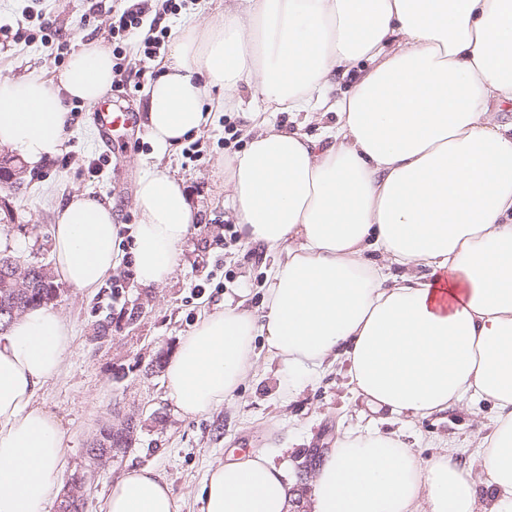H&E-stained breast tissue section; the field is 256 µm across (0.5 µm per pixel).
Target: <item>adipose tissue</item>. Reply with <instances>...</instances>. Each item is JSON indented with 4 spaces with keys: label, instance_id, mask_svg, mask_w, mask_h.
<instances>
[{
    "label": "adipose tissue",
    "instance_id": "1",
    "mask_svg": "<svg viewBox=\"0 0 512 512\" xmlns=\"http://www.w3.org/2000/svg\"><path fill=\"white\" fill-rule=\"evenodd\" d=\"M149 90L163 149L217 110L260 98L224 162L226 205L245 242L273 253L260 312L225 300L183 336L164 385L184 416L232 398L254 362L311 374L346 365L355 393L409 422L469 397L491 403L480 471L457 446L420 459L398 435L352 430L317 469L304 512H512V0H228L176 25ZM112 54L89 42L55 79L0 78V146L56 155L67 103L94 104ZM294 116L277 127L278 113ZM321 125L319 135L306 125ZM130 248L141 284L165 283L197 221L181 181L139 175ZM111 202L76 193L52 229L54 271L98 287L118 264ZM65 317L26 310L0 334V512H47L62 489L66 435L36 403L62 373ZM485 485L486 498L477 495ZM202 512H294L282 469L253 448L212 466ZM101 512H176L165 477L124 473Z\"/></svg>",
    "mask_w": 512,
    "mask_h": 512
}]
</instances>
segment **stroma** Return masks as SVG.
<instances>
[{"instance_id": "obj_1", "label": "stroma", "mask_w": 512, "mask_h": 512, "mask_svg": "<svg viewBox=\"0 0 512 512\" xmlns=\"http://www.w3.org/2000/svg\"><path fill=\"white\" fill-rule=\"evenodd\" d=\"M130 0H0V76L49 79L82 43H108L113 16ZM30 39L17 38V30ZM148 59L131 52L126 68L142 71L140 86L125 85L126 104L145 114L147 89L168 56ZM89 105L73 113L59 153L25 168L18 185L0 184V251L23 263H53L52 226L57 207L75 193L112 200L116 221L135 224L132 200L139 173L159 164L183 182L197 222L181 247L179 264L162 285L145 286L130 259H122L111 281L88 294L61 285L53 307L74 336L65 369L43 386L36 401L60 421L70 456L67 473L87 470L85 512H101L102 498L121 474L140 467L168 481L177 512H202L199 494L211 466L232 450L264 448L281 465L291 487L310 484L302 465L314 449L333 447L344 431L373 427L400 434L420 459L448 443L477 467L478 444L491 428L489 403L463 401L448 411L405 425L385 411L371 410L349 384L345 367L332 365L282 385L277 364L258 357L234 396L209 414L181 416L168 399L156 355L171 358L182 336L225 298L247 297L259 307L271 254L243 240L226 241L232 218L224 207L225 156L236 150L231 137L247 124L246 113L219 112L195 141L166 151L147 133L105 145L89 120ZM124 284V305L112 301V280ZM202 292H194V285ZM139 423L137 440L123 457L89 465L87 450L101 429L118 416Z\"/></svg>"}]
</instances>
